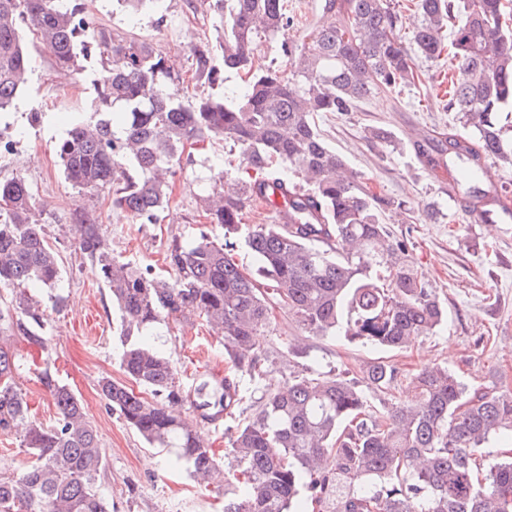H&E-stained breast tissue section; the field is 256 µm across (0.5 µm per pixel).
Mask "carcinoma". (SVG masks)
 <instances>
[{"label": "carcinoma", "mask_w": 512, "mask_h": 512, "mask_svg": "<svg viewBox=\"0 0 512 512\" xmlns=\"http://www.w3.org/2000/svg\"><path fill=\"white\" fill-rule=\"evenodd\" d=\"M131 16L162 0H116ZM424 22L403 39L390 0H325L329 21L301 44L284 39L288 69L256 70V40L284 37L293 23L284 0H212L223 34L191 50L196 81L244 75L229 96L175 101L165 92L173 68L154 44L105 27L88 31L77 0H0V112L31 76L20 24L76 76L98 64L88 114L69 117L56 155L66 179L86 193L112 191V209L160 224L187 147L231 140L242 153L234 183L213 170L201 212L224 229L217 244L202 231L169 240L168 276L121 262L103 225L81 221L76 249L105 283L121 316L120 368L150 393L110 377L99 382L108 407L148 445L175 448L200 482L224 484V512H512V459H486L485 445L512 435V391L469 388L446 366L410 378L412 402L371 405L347 368L312 371L264 393L251 420L236 428L223 470L192 423L168 412L187 402L200 419L233 416L244 377L260 375L259 336L280 309L310 336L399 350L429 336L447 312L382 215L395 201L374 192L322 138L319 112H351L374 93L420 81L419 64L443 53L454 70L446 107L466 132L448 135L439 161L454 172L452 191L497 212L479 155L512 160L501 117L512 108V9L509 0H415ZM288 197V223L244 224L256 198L276 210ZM0 431L19 437L30 460L17 477L0 476V512H112L99 477L105 449L83 404L46 361L38 380L57 417L29 415L15 381V336L42 347L51 313L30 293L53 291L63 271L47 241L43 211L24 176L0 180ZM243 239L256 266L234 260ZM202 317L223 336L224 385L203 377L184 389L174 361L153 347L158 324ZM399 369L384 357L363 379L381 393Z\"/></svg>", "instance_id": "obj_1"}]
</instances>
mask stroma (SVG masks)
I'll return each mask as SVG.
<instances>
[{
  "instance_id": "stroma-1",
  "label": "stroma",
  "mask_w": 512,
  "mask_h": 512,
  "mask_svg": "<svg viewBox=\"0 0 512 512\" xmlns=\"http://www.w3.org/2000/svg\"><path fill=\"white\" fill-rule=\"evenodd\" d=\"M83 12L94 27H108L153 43L174 67L171 83L182 96L221 94L238 90L241 78L225 74L221 85L195 82L192 42L215 40L217 19L204 0H164L160 10L145 13L130 24L116 0H83ZM32 75L12 110L0 114V139L10 150L0 151V180L23 174L46 212L49 243L63 261L62 292L66 305L53 313L45 348L15 339L20 361L16 376L35 417L52 423L56 407L38 380V366L51 361L57 377L81 399L106 451L101 488L112 512H224V490L199 483L185 462L167 448L149 447L112 413L99 391L101 378L123 380L119 356L120 317L107 288L74 248L73 224L81 210H91L103 224L114 255L138 266L163 267V249L172 236L192 237L206 230L223 242L221 228L206 225L197 195L212 166L234 176L240 149L229 140H208L190 148L191 160L175 180L170 216L160 224H140L113 211L108 192L84 195L69 184L56 158L67 119L95 96L90 79L60 73L51 52L29 40ZM421 81L392 95H375L344 114L322 113L316 118L331 149L364 177L374 191L398 201L384 221L396 235L406 237L420 273L448 311V321L434 335L416 339L393 352L392 362L404 377L391 393L367 389L372 405L389 407L402 400L408 375L433 365H445L471 387L489 384L512 390V222H476L448 194V173L426 159L435 152L441 133L455 127L453 113L443 107L448 88V63L421 64ZM391 131L386 145L370 143L369 129ZM427 144L419 153L415 141ZM433 217H426L425 208ZM180 369L184 388H193L210 368L224 363V345L204 319L158 326L150 338ZM263 374L247 384L235 420L202 423L205 440L216 454L229 446L236 423L248 421L259 397L284 386L306 369L349 368L360 374L376 358L375 350L332 336H306L288 317L280 315L260 338ZM306 355L293 354V347Z\"/></svg>"
}]
</instances>
